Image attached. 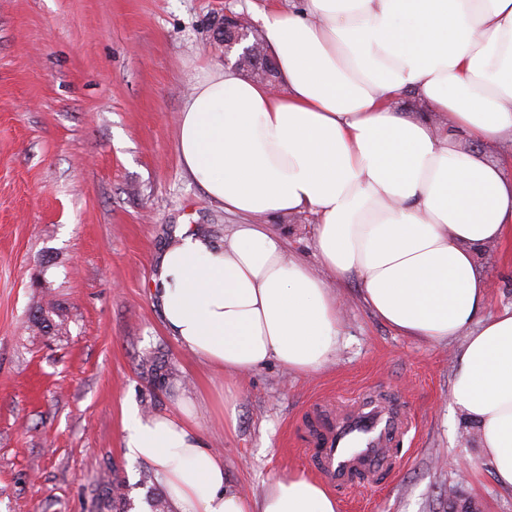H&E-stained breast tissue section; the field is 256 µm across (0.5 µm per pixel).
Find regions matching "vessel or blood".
Here are the masks:
<instances>
[{"label":"vessel or blood","mask_w":512,"mask_h":512,"mask_svg":"<svg viewBox=\"0 0 512 512\" xmlns=\"http://www.w3.org/2000/svg\"><path fill=\"white\" fill-rule=\"evenodd\" d=\"M407 431L404 408L379 395L336 415H322L314 441L316 467L338 487L372 481L389 464L394 443Z\"/></svg>","instance_id":"b4317fda"}]
</instances>
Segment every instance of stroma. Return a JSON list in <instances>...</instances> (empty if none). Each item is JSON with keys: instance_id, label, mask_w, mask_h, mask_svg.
Returning a JSON list of instances; mask_svg holds the SVG:
<instances>
[{"instance_id": "stroma-1", "label": "stroma", "mask_w": 512, "mask_h": 512, "mask_svg": "<svg viewBox=\"0 0 512 512\" xmlns=\"http://www.w3.org/2000/svg\"><path fill=\"white\" fill-rule=\"evenodd\" d=\"M294 0H0V512H95L97 487L132 501L162 493L124 454L126 407L197 403L196 423L230 479L254 493L310 471L308 428L336 404L382 393L411 429L394 466L339 493L340 512H448V491L480 512H512L478 448V427L449 400L457 336L399 335L365 306L356 278L333 282L342 327L335 358L300 375L271 363L238 382V425L224 431V374L183 350L148 294L165 226L216 240L237 217L190 180L176 152L184 97L202 67L224 62L213 17L257 18ZM271 226L290 255L317 265L314 218ZM484 316L512 309V243L479 254ZM62 324L45 335L36 307ZM181 380L153 391L145 353ZM468 461L466 475L457 465Z\"/></svg>"}]
</instances>
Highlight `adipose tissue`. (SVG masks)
<instances>
[{
    "instance_id": "ef3b65f1",
    "label": "adipose tissue",
    "mask_w": 512,
    "mask_h": 512,
    "mask_svg": "<svg viewBox=\"0 0 512 512\" xmlns=\"http://www.w3.org/2000/svg\"><path fill=\"white\" fill-rule=\"evenodd\" d=\"M260 19L279 91L219 65L183 102L181 165L243 222L221 243L184 225L156 256L149 295L165 330L223 372L228 433L235 380L272 361L320 370L340 337L336 296L262 222L312 214L322 267L358 277L384 323L426 342L465 335L450 399L512 492V311L481 319L475 261L512 236V174L481 150L512 140V0H304ZM406 94L423 112L394 108ZM194 409L184 396L124 415L125 455L151 465L170 512H339L304 472L258 495L236 486Z\"/></svg>"
}]
</instances>
